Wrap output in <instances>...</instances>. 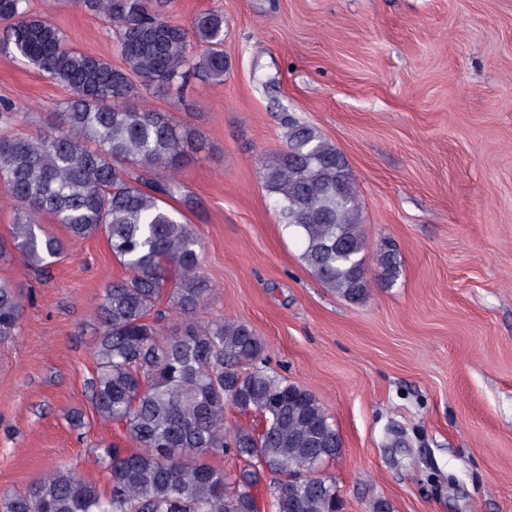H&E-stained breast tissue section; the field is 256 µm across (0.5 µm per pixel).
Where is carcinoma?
<instances>
[{
	"label": "carcinoma",
	"instance_id": "cac0c4a2",
	"mask_svg": "<svg viewBox=\"0 0 512 512\" xmlns=\"http://www.w3.org/2000/svg\"><path fill=\"white\" fill-rule=\"evenodd\" d=\"M79 4L116 28L123 66L69 44L30 13L29 0H0V49L69 91L57 123L34 137L15 132L22 113L0 105V182L18 206L12 240L27 265L47 270L64 252V240L37 233L51 215L73 240L104 235L130 271L97 307L89 385L99 417L123 424L139 450L111 445L97 454L104 493L57 469L0 497V512H259L253 487L266 472L273 512H337L336 486L320 467L342 447L316 396L268 371L249 326L193 320L212 288L191 226L162 206V197L182 193L175 174L191 141L166 113L133 104L144 90L179 92L195 74L224 82V13L199 15L188 34L163 21L153 0ZM283 121L286 148L265 158L261 179L312 274L358 303L369 281L349 162L315 128L289 115ZM378 260L393 285L396 253L385 248ZM172 269L169 303L180 327L168 333L158 303ZM21 307L18 285L0 280V336L16 328ZM229 407L261 415V429L227 428ZM226 453L248 468L228 475L205 462ZM308 473L315 483L304 481Z\"/></svg>",
	"mask_w": 512,
	"mask_h": 512
}]
</instances>
